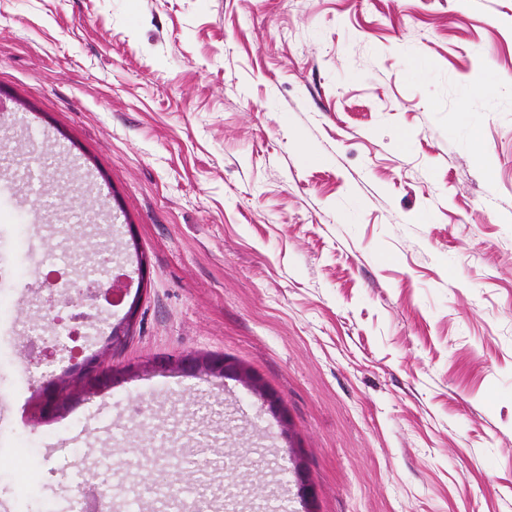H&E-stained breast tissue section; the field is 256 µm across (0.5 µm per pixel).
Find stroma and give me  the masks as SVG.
Here are the masks:
<instances>
[{
    "label": "stroma",
    "instance_id": "obj_1",
    "mask_svg": "<svg viewBox=\"0 0 512 512\" xmlns=\"http://www.w3.org/2000/svg\"><path fill=\"white\" fill-rule=\"evenodd\" d=\"M40 164L50 205L23 177ZM38 214L22 234L15 218ZM117 227L142 300L106 366L227 355L281 398L237 483L303 512H512V0H0V496L62 512L88 477L139 512L158 451L223 456L183 408L241 383L139 375L38 420L31 291L59 240ZM45 244L38 266L25 245ZM146 257L139 275L135 251ZM151 418L113 437L115 421Z\"/></svg>",
    "mask_w": 512,
    "mask_h": 512
}]
</instances>
